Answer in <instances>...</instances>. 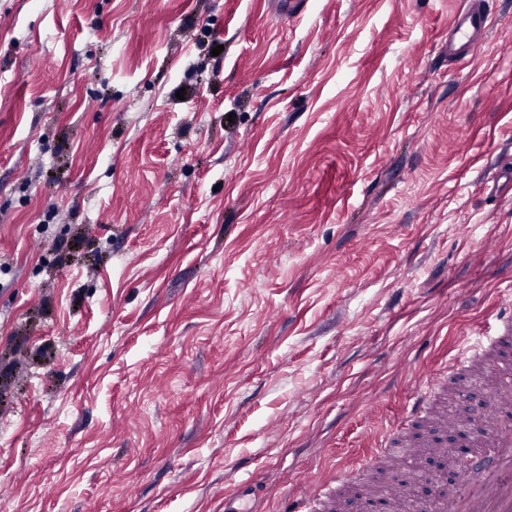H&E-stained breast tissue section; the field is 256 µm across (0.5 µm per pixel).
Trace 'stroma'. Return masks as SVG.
Listing matches in <instances>:
<instances>
[{
    "label": "stroma",
    "instance_id": "1",
    "mask_svg": "<svg viewBox=\"0 0 512 512\" xmlns=\"http://www.w3.org/2000/svg\"><path fill=\"white\" fill-rule=\"evenodd\" d=\"M0 0L4 512H291L512 290V0ZM481 2L484 1H466L464 7L453 16L448 38L449 55L457 56L469 51L491 26V15ZM255 492L251 483L240 482L233 493L224 497V512H252L250 504L255 498Z\"/></svg>",
    "mask_w": 512,
    "mask_h": 512
}]
</instances>
